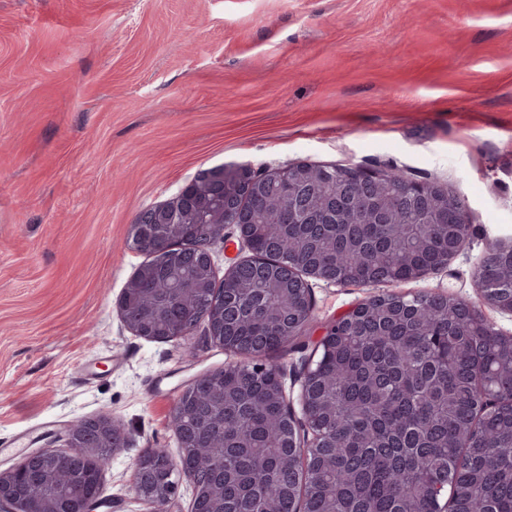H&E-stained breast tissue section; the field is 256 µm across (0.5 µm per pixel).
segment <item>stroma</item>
Instances as JSON below:
<instances>
[{
    "mask_svg": "<svg viewBox=\"0 0 512 512\" xmlns=\"http://www.w3.org/2000/svg\"><path fill=\"white\" fill-rule=\"evenodd\" d=\"M300 161L452 190L469 247L398 289L477 301L512 243V0H0V467L107 411L128 446L98 512H148L135 459L178 455L173 406L227 356L201 325L124 327L130 226L200 170ZM377 292L313 283L304 334L262 357L290 400L324 324Z\"/></svg>",
    "mask_w": 512,
    "mask_h": 512,
    "instance_id": "stroma-1",
    "label": "stroma"
}]
</instances>
